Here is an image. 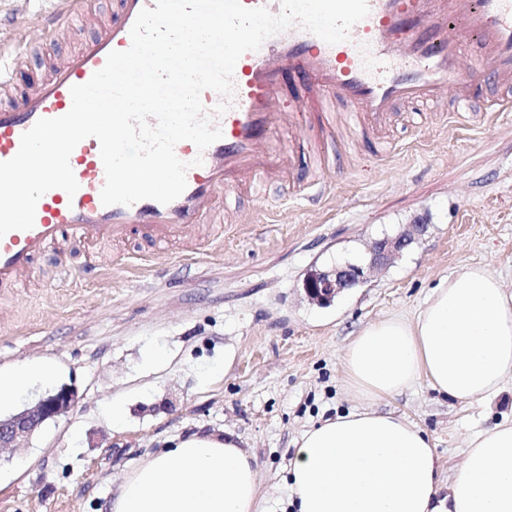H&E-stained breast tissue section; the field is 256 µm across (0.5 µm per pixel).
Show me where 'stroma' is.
Returning a JSON list of instances; mask_svg holds the SVG:
<instances>
[{
  "mask_svg": "<svg viewBox=\"0 0 512 512\" xmlns=\"http://www.w3.org/2000/svg\"><path fill=\"white\" fill-rule=\"evenodd\" d=\"M112 2L87 0L69 41L43 39L28 77L91 38ZM59 5L0 0V44L15 43L13 16ZM386 142L394 150L386 165L335 144L320 209L286 187L230 191L198 249L106 243L93 276L83 253L52 252L29 282L0 295V367L36 358L58 367L53 383L20 391L13 410L56 385L77 392L72 411L0 453V512H109L124 477L171 438L227 429L255 457L263 512H285L301 433L367 406L344 383L357 331L392 314L412 317L442 278L473 264L512 293V112L405 117ZM418 219L426 233L386 270L327 305L306 296L310 271L365 263L372 239ZM115 398L126 407L117 426L105 418ZM377 408L430 436L448 480L475 434L512 418V386L488 405L444 397L421 380Z\"/></svg>",
  "mask_w": 512,
  "mask_h": 512,
  "instance_id": "obj_1",
  "label": "stroma"
}]
</instances>
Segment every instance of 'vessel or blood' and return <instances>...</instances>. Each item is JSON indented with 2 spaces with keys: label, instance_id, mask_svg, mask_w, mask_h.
Masks as SVG:
<instances>
[{
  "label": "vessel or blood",
  "instance_id": "1",
  "mask_svg": "<svg viewBox=\"0 0 512 512\" xmlns=\"http://www.w3.org/2000/svg\"><path fill=\"white\" fill-rule=\"evenodd\" d=\"M103 30L78 52L65 57L49 77L10 104L0 106V162L12 159L21 136L37 120L65 115L72 86L86 83L108 54L131 45L130 30L142 9L155 0H115ZM369 15L353 26L348 41L330 45L299 27L275 35L259 50L245 53L234 69L231 107L216 123L222 137L205 151L189 141L175 147L187 162L186 188L163 205L145 199L130 206L101 202L105 170L96 138L82 140L70 155L79 189L55 188L36 206L35 223L0 238V291L29 275L34 260L53 246L96 245L139 232L164 241L200 228L224 192L260 179L305 186L304 197L321 200L324 178L301 173L305 154L320 143L304 132L336 134V114L345 112L355 127L362 157H386L384 138L403 112L423 104L439 112H469L474 106L512 111V0H368ZM84 0H65L63 8L36 21H19L46 34L64 29L83 15ZM462 23L464 36L449 32ZM26 40L12 53L0 49V85L22 70ZM294 140L282 139V131Z\"/></svg>",
  "mask_w": 512,
  "mask_h": 512
}]
</instances>
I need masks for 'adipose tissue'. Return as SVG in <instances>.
<instances>
[{
	"mask_svg": "<svg viewBox=\"0 0 512 512\" xmlns=\"http://www.w3.org/2000/svg\"><path fill=\"white\" fill-rule=\"evenodd\" d=\"M360 398L384 401L417 380L459 401H493L512 378V295L485 266L450 274L409 319L362 328L343 358ZM40 359L0 368V408L33 381H52ZM294 512H512V419L468 442L443 482L428 435L393 413L357 410L305 431L288 469ZM257 468L232 431L174 437L133 468L110 512H259Z\"/></svg>",
	"mask_w": 512,
	"mask_h": 512,
	"instance_id": "1",
	"label": "adipose tissue"
}]
</instances>
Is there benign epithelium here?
Wrapping results in <instances>:
<instances>
[{
    "instance_id": "obj_1",
    "label": "benign epithelium",
    "mask_w": 512,
    "mask_h": 512,
    "mask_svg": "<svg viewBox=\"0 0 512 512\" xmlns=\"http://www.w3.org/2000/svg\"><path fill=\"white\" fill-rule=\"evenodd\" d=\"M426 229L425 224H409L396 236L373 240L365 266L348 263L327 271L310 272L303 281L306 295L321 305L330 303L335 297L364 282L367 272L392 264ZM76 402V391L64 385L23 410L0 419V451L20 447L46 421L69 412Z\"/></svg>"
}]
</instances>
